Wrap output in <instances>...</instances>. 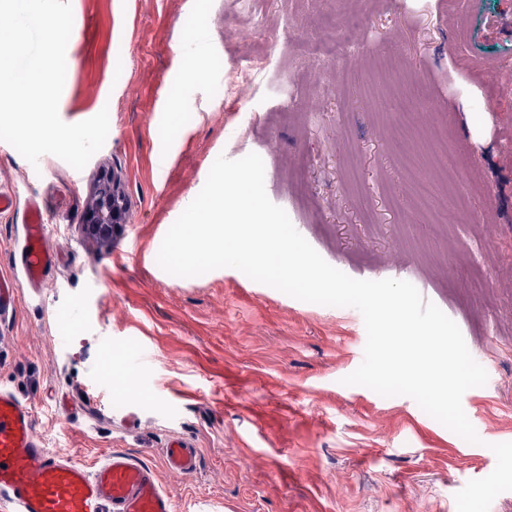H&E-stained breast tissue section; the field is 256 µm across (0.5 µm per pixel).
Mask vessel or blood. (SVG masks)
Here are the masks:
<instances>
[{
	"instance_id": "1",
	"label": "vessel or blood",
	"mask_w": 512,
	"mask_h": 512,
	"mask_svg": "<svg viewBox=\"0 0 512 512\" xmlns=\"http://www.w3.org/2000/svg\"><path fill=\"white\" fill-rule=\"evenodd\" d=\"M18 262L33 292L47 287L55 262L46 219L29 205ZM166 470L187 474L197 467L191 444L171 438L163 450ZM0 498L12 512H174L154 467L112 450L94 466L46 448L37 435L34 409L0 388Z\"/></svg>"
}]
</instances>
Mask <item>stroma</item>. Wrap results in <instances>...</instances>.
I'll use <instances>...</instances> for the list:
<instances>
[{
  "label": "stroma",
  "instance_id": "obj_1",
  "mask_svg": "<svg viewBox=\"0 0 512 512\" xmlns=\"http://www.w3.org/2000/svg\"><path fill=\"white\" fill-rule=\"evenodd\" d=\"M60 118L109 112L83 170L0 141V385L35 409L48 447L121 450L156 467L175 512H457L512 442V0H71ZM467 57L459 66L458 57ZM481 121L483 131L469 127ZM261 156L265 189L332 266L411 282L488 373L466 442L406 396L343 377L360 312L294 299L234 268L157 264L219 155ZM125 221L82 219L99 175ZM59 254L33 295L14 256L29 202ZM135 370L133 391L115 377ZM196 471L161 467L167 439ZM163 462L170 474L191 473L197 467V450L184 439L172 437L163 450Z\"/></svg>",
  "mask_w": 512,
  "mask_h": 512
}]
</instances>
